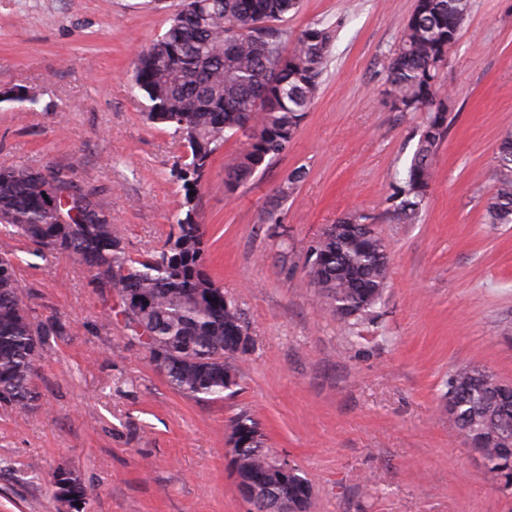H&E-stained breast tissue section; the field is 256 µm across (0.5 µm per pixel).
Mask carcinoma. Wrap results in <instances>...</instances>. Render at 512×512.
<instances>
[{
  "mask_svg": "<svg viewBox=\"0 0 512 512\" xmlns=\"http://www.w3.org/2000/svg\"><path fill=\"white\" fill-rule=\"evenodd\" d=\"M300 0H184L169 26L134 62L136 87L147 100L145 118L173 130L186 153L173 171L184 197L161 249L133 258L122 246L112 216L94 190L61 166L0 167V224L43 254L65 256L90 273L97 288L115 291L118 314L149 361L167 362L166 378L183 395L218 400L233 395L219 353L230 325H248L237 303L210 276L192 193L207 177L224 144L242 135V147L224 165V192L235 193L281 157L314 106L327 71L335 31L311 22L286 27ZM471 0H424L401 25L387 58L383 96L393 112L419 115L416 148L392 183L393 217H419L436 174V155L448 136L457 100L440 74L470 13ZM307 171H288L267 202L272 233L282 236L278 212ZM495 191L485 205L491 224H512V133L494 157ZM52 200H47V197ZM374 217L345 212L307 247L305 276L317 296L350 333L374 322L384 303L389 244ZM12 258L0 254V407H33V377L40 337L53 324L38 317L20 293ZM442 402L452 413L455 437L474 445L496 483L512 485V400L490 369L471 365L448 372ZM260 427L241 410L226 424L232 433ZM277 453L264 433L238 460L245 475L273 462ZM57 499L75 503L88 495L76 480L55 481ZM296 512H311L313 486L295 475ZM250 512H278L270 493L258 492Z\"/></svg>",
  "mask_w": 512,
  "mask_h": 512,
  "instance_id": "1",
  "label": "carcinoma"
}]
</instances>
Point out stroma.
<instances>
[{"label":"stroma","mask_w":512,"mask_h":512,"mask_svg":"<svg viewBox=\"0 0 512 512\" xmlns=\"http://www.w3.org/2000/svg\"><path fill=\"white\" fill-rule=\"evenodd\" d=\"M180 0H0V165L70 168L95 188L123 246L165 239L183 191L184 146L148 123L133 61ZM415 0H302L288 26L321 20L336 38L319 98L277 162L224 192L230 139L200 191L207 267L249 323L233 364L242 389L218 401L176 392L130 339L113 293L85 268L42 257L0 231L21 294L58 331L43 337L38 407L0 408V512H61L54 477L89 491L72 512H248L229 470L226 423L253 413L268 443L311 481L312 512H512L461 440L440 394L451 369L477 365L512 384V224H490L493 157L512 131V0H473L442 72L458 99L419 219L389 213V184L417 143L419 118L390 111L384 64ZM306 180L271 235L264 206L291 169ZM352 209L389 243L382 315L350 343L303 271L280 272Z\"/></svg>","instance_id":"35a3bbf8"}]
</instances>
